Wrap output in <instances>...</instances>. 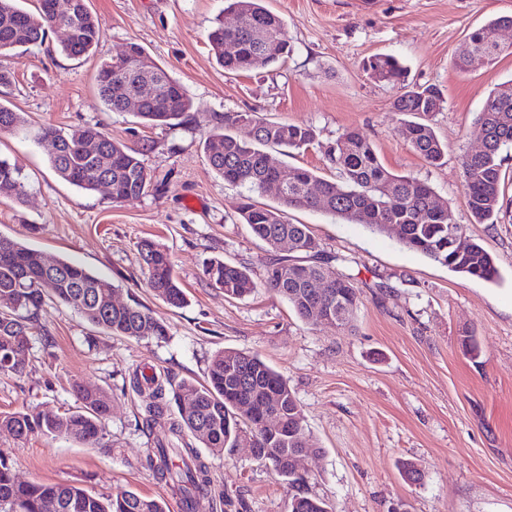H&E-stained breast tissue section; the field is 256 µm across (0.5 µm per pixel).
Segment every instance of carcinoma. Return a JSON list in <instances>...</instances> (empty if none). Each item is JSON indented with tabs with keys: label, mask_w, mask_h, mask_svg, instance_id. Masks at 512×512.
Masks as SVG:
<instances>
[{
	"label": "carcinoma",
	"mask_w": 512,
	"mask_h": 512,
	"mask_svg": "<svg viewBox=\"0 0 512 512\" xmlns=\"http://www.w3.org/2000/svg\"><path fill=\"white\" fill-rule=\"evenodd\" d=\"M55 0H38L31 13L18 0H0V54L17 48L42 45L50 32L63 25L70 31L61 42L68 57L89 55L97 47L102 22L90 9L84 15L64 16L53 9ZM224 10L239 16L236 28L224 27L216 19L208 39L216 62L228 72L249 71L263 64L274 65L289 53L284 23L264 5V0H225ZM512 26V16L496 18L473 31L466 47L455 60L460 71L491 64L505 51L498 42V30ZM232 40V54L221 50ZM365 69L378 81L404 82L405 67L388 54L368 59ZM98 93L110 112L125 111L127 96L134 93L141 101L136 116L146 126L176 127L192 119L193 102L182 85L165 70L146 82L130 66L105 62L97 74ZM446 101L434 86H416L398 95L393 108L414 120L405 125V136L412 149L429 164L444 163L448 146L437 137L432 118L445 109ZM250 126L249 139L233 133L241 125ZM477 122L486 132V150L466 153L460 158L463 187L474 222H493L500 211L502 180L501 152L512 147V87L492 90L484 100ZM20 113L0 104V131L20 130ZM38 139L54 140L60 148L50 154L52 170L63 180L84 190L98 188L97 176L108 179L112 201L121 203L143 195L151 186V176L139 159L140 150L112 140L96 126L57 127L46 125ZM316 139L315 130L306 125L264 121L243 112H226L208 132L205 150L208 165L224 181L245 187L250 195L238 205L242 223L271 252L265 268L264 286L288 301L303 320L311 316V282L327 283L329 306L341 311V325L353 326L358 289L350 275L329 265L309 263L317 256L318 244L305 224L288 221L287 210L308 209L326 213L350 224H361L374 233L384 225L401 228L405 247L447 266L450 270L488 282L499 270L494 257L480 243L463 235L446 209L435 205L433 189L409 176L385 168L372 144L355 130L340 134L330 147L329 159L338 178H321L308 168L293 170L294 180L277 197V206L257 205L254 194L278 177V168L265 148L301 150ZM25 177L8 159L0 158V198L23 201ZM291 239L296 249L288 255L278 252L283 239ZM139 256L146 284L153 295L179 307L185 301L181 283L172 273L170 257L159 244L144 240ZM209 282L224 290L229 298L241 299L256 288L249 271L222 260L205 269ZM112 283L84 266L65 259L46 266L42 253L13 239L0 237V300L13 298L16 308L0 310V355L14 353L10 372L21 371L29 346L32 319L48 300L75 308L92 326L113 335L135 338L167 335L166 326L153 317L136 299L118 304ZM133 385L148 392L144 422L151 429L168 419L173 440L160 443L151 462L160 478L176 484L182 494L184 512H199L208 495L211 478L208 465L194 451L185 436H190L212 454L233 448L241 434L256 438L258 456L272 471L295 489V508L291 512H327L325 503L308 494L302 478L288 468V458L296 448L306 447L304 416L288 382L260 355L235 349L218 352L211 360L207 381H183L168 391L154 374L134 377ZM75 392L80 407L69 413L32 409L0 414V431L18 439L43 434L64 437L86 445L100 444L102 424L111 411V397L102 388L80 383ZM279 396L284 408L280 430L270 432L256 427L253 418L239 417L232 399L257 398L267 393ZM181 458L174 468L171 456ZM56 503L59 512H167L164 503L125 490L108 498L96 497L75 484L22 483L12 466L0 459V512H46L44 505Z\"/></svg>",
	"instance_id": "carcinoma-1"
}]
</instances>
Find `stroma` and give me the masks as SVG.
I'll return each mask as SVG.
<instances>
[{"label": "stroma", "instance_id": "stroma-1", "mask_svg": "<svg viewBox=\"0 0 512 512\" xmlns=\"http://www.w3.org/2000/svg\"><path fill=\"white\" fill-rule=\"evenodd\" d=\"M285 27L284 61L228 74L208 34L224 0H88L102 21L96 52L80 58L46 45L0 56L13 74L0 103L27 124L0 132V156L26 177L24 202L0 200V236L51 258L67 259L112 282L116 302L137 297L168 328L165 338L102 332L71 306L49 301L39 311L21 374H0V413L77 409L76 384L112 398L101 447L63 437L22 440L0 432V458L19 480L78 484L109 496L127 489L179 512L181 495L158 478L147 458L170 439L167 424L142 429V398L133 374L167 375L171 385L206 380L225 349L258 353L294 392L315 450L302 470L309 493L328 512H512V148L502 151L505 180L494 223L470 215L460 157L480 144L475 116L489 92L512 83V54L461 73L453 59L478 27L512 14V0H266ZM136 42L192 99L193 119L175 128L141 125L134 113L107 111L98 95L101 64ZM391 54L414 86L438 87L447 101L434 129L448 145L445 164L417 155L392 106L397 86L362 67ZM243 112L267 121L313 127L303 151L270 154L282 172L297 167L336 177L328 150L358 130L390 171L427 182L467 236L495 257L500 278L487 283L452 272L404 247L397 232L373 233L331 215L292 209L309 225L321 257H341L359 301L354 325L339 330L300 319L287 301L260 287L225 297L204 275L211 260L249 268L262 280L269 254L239 223L245 190L211 172L204 140L216 116ZM98 126L141 149L154 191L115 203L106 190L86 191L58 177L45 125ZM150 239L169 253L187 302L173 307L145 283L137 253ZM475 339L476 350L465 342ZM212 493L203 512H290L292 491L247 445L206 455ZM422 474L408 482L402 462Z\"/></svg>", "mask_w": 512, "mask_h": 512}]
</instances>
